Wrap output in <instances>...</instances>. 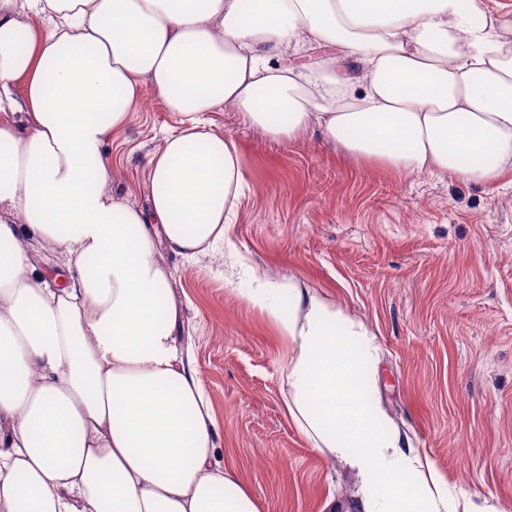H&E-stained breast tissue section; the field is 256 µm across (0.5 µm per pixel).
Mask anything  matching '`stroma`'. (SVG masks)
Instances as JSON below:
<instances>
[{
  "label": "stroma",
  "instance_id": "1",
  "mask_svg": "<svg viewBox=\"0 0 512 512\" xmlns=\"http://www.w3.org/2000/svg\"><path fill=\"white\" fill-rule=\"evenodd\" d=\"M211 119L238 141L247 179L231 245L168 262L217 460L260 512H321L355 490L285 412L288 340L241 296L243 260L363 324L379 348L381 400L412 446L449 486L512 512V185L396 172L317 135L280 144L236 113ZM177 127L153 97L107 137L114 193L146 203L148 159Z\"/></svg>",
  "mask_w": 512,
  "mask_h": 512
}]
</instances>
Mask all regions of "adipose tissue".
<instances>
[{"instance_id":"ef3b65f1","label":"adipose tissue","mask_w":512,"mask_h":512,"mask_svg":"<svg viewBox=\"0 0 512 512\" xmlns=\"http://www.w3.org/2000/svg\"><path fill=\"white\" fill-rule=\"evenodd\" d=\"M311 50L308 70L283 61ZM149 95L180 127L140 208L102 148ZM221 108L286 144L491 182L512 171V26L482 0H0V512H259L214 459L166 262L227 242L247 181ZM243 297L289 340L290 419L356 472L351 512H499L390 420L363 326L292 284Z\"/></svg>"}]
</instances>
